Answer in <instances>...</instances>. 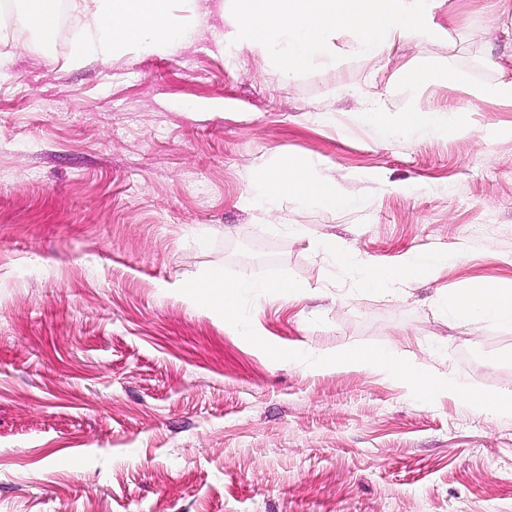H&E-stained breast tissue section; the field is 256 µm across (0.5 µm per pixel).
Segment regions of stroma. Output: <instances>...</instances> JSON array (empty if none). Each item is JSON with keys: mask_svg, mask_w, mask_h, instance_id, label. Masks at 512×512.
I'll return each instance as SVG.
<instances>
[{"mask_svg": "<svg viewBox=\"0 0 512 512\" xmlns=\"http://www.w3.org/2000/svg\"><path fill=\"white\" fill-rule=\"evenodd\" d=\"M169 54L74 62L66 16L41 48L13 30L0 80V512H512V419L375 370L275 361L179 293L212 268L304 281L258 298L271 344H379L484 389L512 387V326L471 329L440 297L512 283V102L475 84L512 55L496 0H440L430 34L287 81L233 45L226 0ZM417 108L466 131L404 127ZM299 155L353 199L247 206L251 177ZM306 224L310 236L283 232ZM411 248L448 264L402 299L361 290Z\"/></svg>", "mask_w": 512, "mask_h": 512, "instance_id": "obj_1", "label": "stroma"}]
</instances>
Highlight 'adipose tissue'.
Instances as JSON below:
<instances>
[{
  "mask_svg": "<svg viewBox=\"0 0 512 512\" xmlns=\"http://www.w3.org/2000/svg\"><path fill=\"white\" fill-rule=\"evenodd\" d=\"M173 0H24L12 16L16 26L33 29L44 45L56 42L63 10L78 18L80 33L73 57L108 59L128 48L144 52H168L188 40L193 27L177 24L172 16ZM247 198L252 208L269 211L281 200L315 203L326 209L347 205L348 200L334 182L313 172L308 160L291 157L256 172ZM337 264L359 276L358 286L367 291L398 295L403 284L426 280L448 263L445 252L409 250L392 269L363 267L350 250L331 248ZM446 315L470 325L486 321L512 324V289L481 283L462 296L445 301Z\"/></svg>",
  "mask_w": 512,
  "mask_h": 512,
  "instance_id": "ef3b65f1",
  "label": "adipose tissue"
}]
</instances>
